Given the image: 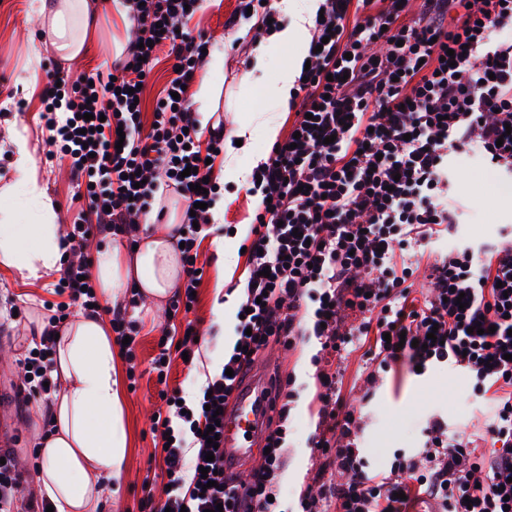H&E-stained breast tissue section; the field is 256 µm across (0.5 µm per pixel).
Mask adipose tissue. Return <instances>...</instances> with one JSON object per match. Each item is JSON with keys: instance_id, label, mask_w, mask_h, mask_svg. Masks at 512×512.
<instances>
[{"instance_id": "1", "label": "adipose tissue", "mask_w": 512, "mask_h": 512, "mask_svg": "<svg viewBox=\"0 0 512 512\" xmlns=\"http://www.w3.org/2000/svg\"><path fill=\"white\" fill-rule=\"evenodd\" d=\"M319 4L320 0H278L279 10L290 16L291 23L257 50L250 70L239 78L240 86L257 87L265 102L278 109L287 107L303 59L297 56L282 65L278 58L288 47L309 41ZM91 10L90 0H37L36 12L63 60L70 62L82 54ZM271 67L276 70L274 78L256 82V73ZM257 125L268 139H277L279 125L274 118ZM257 125L239 119L230 127L215 178L248 180L250 171L238 159L239 143ZM11 144L17 178L0 188V194L11 199L0 207V265L22 278L35 279L60 267L58 216L51 198L37 184L27 137L14 133ZM24 213L30 223H20ZM181 216V210L170 209L169 223L161 232L143 235L134 253H126L116 243L97 251L93 276L104 299L117 301L130 283L157 303L170 294L182 273L172 238ZM55 373L64 385L55 397L54 429L40 450L39 483L56 512H96L102 500L101 480L116 487L121 484L128 446L112 342L101 318L81 315L60 330Z\"/></svg>"}]
</instances>
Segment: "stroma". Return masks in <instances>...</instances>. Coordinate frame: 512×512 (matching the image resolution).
I'll return each mask as SVG.
<instances>
[{
	"label": "stroma",
	"instance_id": "obj_1",
	"mask_svg": "<svg viewBox=\"0 0 512 512\" xmlns=\"http://www.w3.org/2000/svg\"><path fill=\"white\" fill-rule=\"evenodd\" d=\"M33 0H0V186L14 182L11 150L7 130H16L28 138L36 165L38 183L52 198L62 228H69L84 208L75 197L77 190L66 161L49 158L48 132L39 114L43 110L40 94L47 82L46 72L60 68L70 75L82 72L113 71L114 59L106 47L115 20L108 0H96L94 19L84 53L79 61L62 60L48 38L32 6ZM239 0H205L203 7L184 27L187 38L210 39V51L222 55L224 71L214 76L218 88L214 101L215 115L221 121L234 116H248L261 107L254 90L239 88V74L246 68L254 47L244 39L242 23L234 22ZM454 167L462 176L455 185L456 193L468 209L447 237L432 243L436 253H445L460 244L475 247L476 261H484L485 245L512 234V191L503 192L502 181L480 160L471 155L456 157ZM224 200V221L214 225L198 249V262L204 274L197 290V301L189 313L169 315L170 301L153 305L147 299L131 303L122 296L120 306H127L137 320L140 333L134 361L120 360L121 370L135 368V389L124 392L123 417L128 435L126 475L116 502H105L100 512H144L146 500L165 496L167 478L161 469L162 442L153 429V417L165 404L159 397L161 388L176 389L180 394L199 391L209 371H220L229 346L227 324L237 311L242 285L247 276V256L242 247L250 230L256 209L253 195L246 185L224 183L220 186ZM223 240V250H216V240ZM60 272H52L36 280H21L14 270L0 266V341L7 345L0 351V366L9 369L12 378L21 377L17 366L19 344L39 330L48 315L49 306L62 303L55 291ZM228 289L223 309H216L219 289ZM20 308L21 322L8 320L10 307ZM193 321L201 334L199 354L187 365L172 356L166 384H158L151 368L159 352L163 332L186 321ZM317 343H301L295 349L270 347L258 360V367L273 380L295 379L299 395L291 411L288 446L284 452L282 496L290 512H296L300 496L314 484L325 458L314 448L318 423L316 366L312 360ZM360 352L354 351L341 362L342 393L346 401L362 400L360 446L369 469L389 468L396 453L421 447V430L428 417L439 414L450 425L473 432L484 421L486 406L476 396L465 377L445 365L429 369L418 376L410 372L381 374L374 385H366L361 377ZM52 410L45 404L17 402L19 448L29 465H39L33 450L40 446L47 428L45 421Z\"/></svg>",
	"mask_w": 512,
	"mask_h": 512
}]
</instances>
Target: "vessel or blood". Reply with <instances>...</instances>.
Listing matches in <instances>:
<instances>
[{
    "instance_id": "b4317fda",
    "label": "vessel or blood",
    "mask_w": 512,
    "mask_h": 512,
    "mask_svg": "<svg viewBox=\"0 0 512 512\" xmlns=\"http://www.w3.org/2000/svg\"><path fill=\"white\" fill-rule=\"evenodd\" d=\"M13 394L0 389V447L18 445L12 408ZM271 414L266 387L262 380L253 379L236 387L230 406L224 414V467L234 470L237 464L250 460L258 446L263 423Z\"/></svg>"
}]
</instances>
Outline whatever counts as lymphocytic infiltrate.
I'll return each mask as SVG.
<instances>
[{
    "instance_id": "1",
    "label": "lymphocytic infiltrate",
    "mask_w": 512,
    "mask_h": 512,
    "mask_svg": "<svg viewBox=\"0 0 512 512\" xmlns=\"http://www.w3.org/2000/svg\"><path fill=\"white\" fill-rule=\"evenodd\" d=\"M138 25L117 68L116 93L103 95L100 74L76 79L50 74L42 97L48 142L70 162L95 222L77 218L63 245L62 279L70 303L98 315L88 280L89 237L125 235L137 245L150 220L156 171L196 214L180 228L183 280L172 311H191L203 270L198 248L209 226L207 206L219 192L207 151L222 149L224 130L201 142L186 91L207 39L182 41L179 31L201 0H127ZM292 131L255 168L253 192L263 202L246 250L248 276L225 372L206 378L191 406L161 390L167 406L155 431L171 437L163 452L169 488L150 512H283L279 499L292 391L277 385L280 407L268 427L269 447L247 479L226 476L223 449H210L215 408L227 407L269 344L292 349L315 338L321 350H362L380 368L414 370L445 364L461 372L488 406L486 448L452 430L443 417L423 428V446L396 455L390 468L367 470L359 453L360 419L344 406L337 373L319 370L317 415L326 422L315 448L330 457L339 481L320 484L299 500L300 512H505L512 496V237L491 244L482 264L462 247L429 262V295L416 297L419 262L410 243L427 244L457 222L450 161L472 153L504 180L512 179V0H321ZM176 66L145 126L140 84L159 51ZM204 183V192L194 191ZM264 304H257V297ZM69 303V304H70ZM67 306V305H66ZM58 305L35 353L25 354L27 398L49 402L55 336L67 319ZM435 341H428V333ZM214 461H206V454ZM216 473L205 487L202 468ZM29 472L11 450L0 452V512H15Z\"/></svg>"
}]
</instances>
